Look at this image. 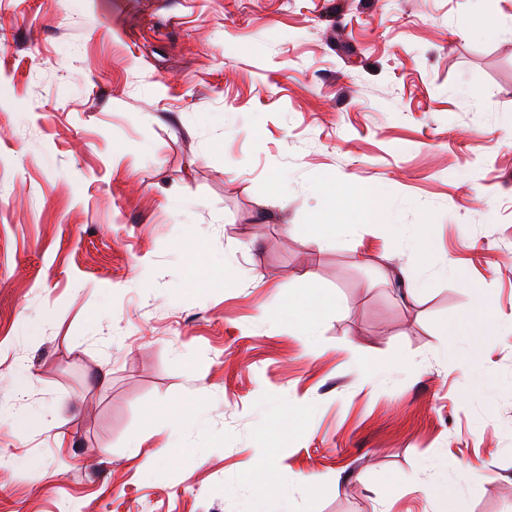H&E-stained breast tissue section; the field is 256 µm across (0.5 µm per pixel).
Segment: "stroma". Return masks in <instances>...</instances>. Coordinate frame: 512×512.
<instances>
[{"label": "stroma", "instance_id": "35a3bbf8", "mask_svg": "<svg viewBox=\"0 0 512 512\" xmlns=\"http://www.w3.org/2000/svg\"><path fill=\"white\" fill-rule=\"evenodd\" d=\"M480 294L512 314V0H0V512H246L260 448L268 512H512ZM383 197L375 190L360 189L355 206L341 207L342 222L336 224L341 229L354 224H373L382 209ZM328 302L320 293H310L293 305L304 325V336H311L315 325L314 315Z\"/></svg>", "mask_w": 512, "mask_h": 512}]
</instances>
